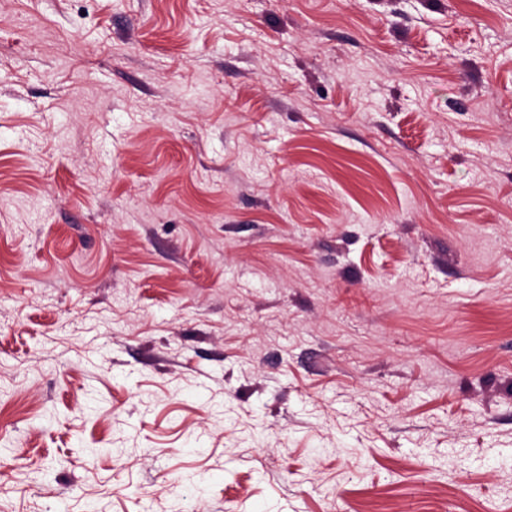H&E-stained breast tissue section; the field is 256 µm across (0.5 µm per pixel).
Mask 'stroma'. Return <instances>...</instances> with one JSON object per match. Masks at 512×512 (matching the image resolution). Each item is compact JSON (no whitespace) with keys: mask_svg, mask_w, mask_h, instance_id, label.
Wrapping results in <instances>:
<instances>
[{"mask_svg":"<svg viewBox=\"0 0 512 512\" xmlns=\"http://www.w3.org/2000/svg\"><path fill=\"white\" fill-rule=\"evenodd\" d=\"M0 512H512V0H0Z\"/></svg>","mask_w":512,"mask_h":512,"instance_id":"1","label":"stroma"}]
</instances>
